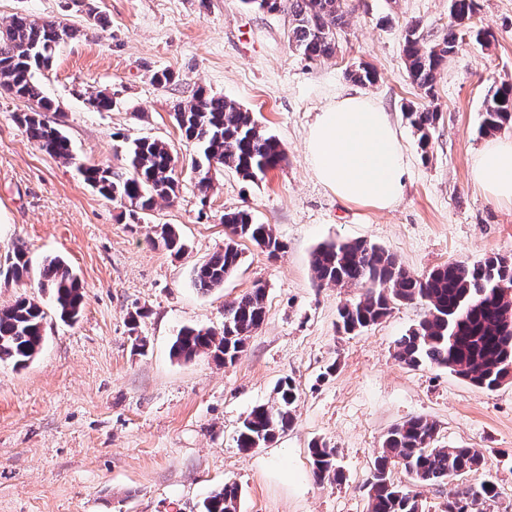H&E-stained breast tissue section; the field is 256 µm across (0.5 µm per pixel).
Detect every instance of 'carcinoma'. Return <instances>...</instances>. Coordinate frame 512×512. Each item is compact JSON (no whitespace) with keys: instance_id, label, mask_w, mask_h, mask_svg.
<instances>
[{"instance_id":"cac0c4a2","label":"carcinoma","mask_w":512,"mask_h":512,"mask_svg":"<svg viewBox=\"0 0 512 512\" xmlns=\"http://www.w3.org/2000/svg\"><path fill=\"white\" fill-rule=\"evenodd\" d=\"M250 8L288 17V46L310 61L336 54V34L346 24L349 0H242ZM478 0H449L452 22L439 35L410 25L403 43V56L413 82L425 96H434L441 70L455 53L459 32L475 33L490 42L488 26H472ZM57 21L15 15L0 29V89L31 103L18 115L28 138L46 153L67 163L75 157L68 138L41 119V113L55 109L36 82L37 71L49 67ZM419 138L428 147L438 112L429 107L406 113ZM174 119L185 139L195 148L191 172L205 195L216 174L226 168L242 180L256 183L287 160L282 143L256 123L252 113L241 109L222 94L197 90L186 102L174 107ZM512 126V84L503 83L487 100L481 131L499 132ZM83 181L102 196L128 205V217L136 223L154 208L157 200L176 196L179 179L168 145L157 139L136 138L126 142L124 164L115 168L103 164L76 166ZM232 237L194 270V285L203 292L221 288L224 279L240 264L235 238L265 246L271 258L285 245L271 225L256 221L248 209L224 214ZM157 243L176 255L185 250L179 232L170 224L161 227ZM0 275L17 283L29 277L30 260L23 245L16 244L6 256ZM317 285L356 286L361 296L338 308L337 327L343 332L360 331L386 317L395 306L419 302L424 316L396 343L397 357L410 368L422 365L445 368L471 384L493 390L512 379V257L490 256L475 264L450 262L424 276L407 272L395 256L364 240L333 241L319 245L311 257ZM39 285L49 290L60 318L77 320L85 306V291L68 264L60 257L44 259ZM266 288L256 284L251 291L224 305V326L185 327L172 342L171 355L191 360L201 354L233 363L247 340L266 318ZM46 335V313L31 296H19L12 304L0 306V362L25 366L40 351ZM277 401L260 405L242 422L237 442L247 450L276 441L295 418L297 388L285 378L277 387ZM436 423L413 417L391 427L373 462L368 490L367 512H421L416 495L406 485L394 483L392 472L401 467L413 484L452 481L478 470L482 455L473 448L434 445ZM313 474L339 482L343 475L336 464V449L314 442L309 448ZM499 491L491 479L467 485L448 502V512H482L470 505L489 506ZM238 486L226 484L203 501L201 512H238Z\"/></svg>"}]
</instances>
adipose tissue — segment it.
I'll return each mask as SVG.
<instances>
[{"instance_id": "1", "label": "adipose tissue", "mask_w": 512, "mask_h": 512, "mask_svg": "<svg viewBox=\"0 0 512 512\" xmlns=\"http://www.w3.org/2000/svg\"><path fill=\"white\" fill-rule=\"evenodd\" d=\"M306 149L316 180L343 202L377 210L399 203L407 179L404 148L389 112L368 94H336L317 112ZM472 174L492 197L512 202V137L478 150Z\"/></svg>"}]
</instances>
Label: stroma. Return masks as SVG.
Here are the masks:
<instances>
[{"label": "stroma", "mask_w": 512, "mask_h": 512, "mask_svg": "<svg viewBox=\"0 0 512 512\" xmlns=\"http://www.w3.org/2000/svg\"><path fill=\"white\" fill-rule=\"evenodd\" d=\"M476 26L490 42L459 39L427 100L402 54L407 26L442 31L448 0H353L335 56L311 62L288 47L286 17L240 0H0V27L13 15L77 28L52 65L38 72L46 113L69 138L75 163L40 150L16 120L29 104L0 94V257L25 246L33 267L61 256L86 292L75 323L47 313V336L26 366L0 363V512H200L224 484L241 490L238 512H367L372 461L393 425L435 421L439 445L477 449L483 470L414 486L422 512H445L458 488L495 480L490 512H512V380L493 391L449 370L410 368L396 342L424 314L396 306L361 333L336 329L338 308L358 287H316L311 254L320 244L364 240L421 276L449 263L512 256V204L487 197L471 177L488 143L484 101L512 83V0H479ZM376 74L364 90L402 134L408 178L388 211L345 203L306 161L305 138L318 108L352 88L346 72ZM168 70L175 84L153 83ZM224 95L252 112L284 145L287 161L258 183L224 170L201 198L193 153L173 118L193 90ZM103 91L112 109L88 97ZM430 104L439 119L428 148L404 116ZM166 142L180 184L140 223L86 185L79 163L120 164L126 140ZM252 210L286 249L271 258L238 242L241 262L222 288L193 284V270L223 246L225 212ZM163 224L187 243L180 255L158 246ZM265 283L266 320L231 365L206 355L173 358L186 325L222 327L224 306ZM141 311L137 329L130 312ZM147 341L145 351L134 336ZM284 377L298 388L293 426L273 444L242 451L237 433L258 405H273ZM336 450L342 481L317 480L308 448Z\"/></svg>", "instance_id": "stroma-1"}]
</instances>
